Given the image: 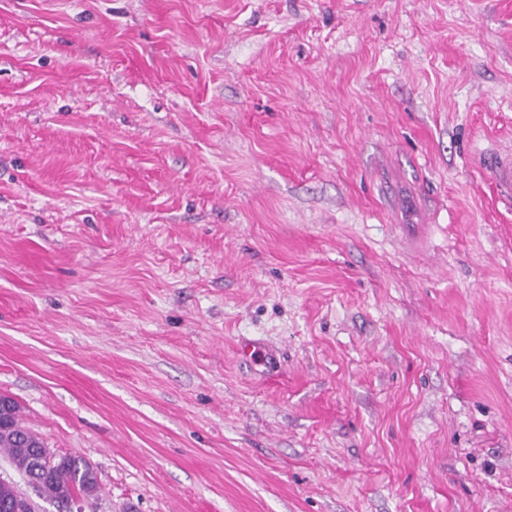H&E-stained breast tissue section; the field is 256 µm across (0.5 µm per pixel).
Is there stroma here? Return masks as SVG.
Listing matches in <instances>:
<instances>
[{"instance_id": "35a3bbf8", "label": "stroma", "mask_w": 512, "mask_h": 512, "mask_svg": "<svg viewBox=\"0 0 512 512\" xmlns=\"http://www.w3.org/2000/svg\"><path fill=\"white\" fill-rule=\"evenodd\" d=\"M508 150L512 0H0V394L82 512H512ZM483 162L492 171L501 191L512 197V154L493 152Z\"/></svg>"}]
</instances>
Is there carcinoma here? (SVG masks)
Instances as JSON below:
<instances>
[{
    "mask_svg": "<svg viewBox=\"0 0 512 512\" xmlns=\"http://www.w3.org/2000/svg\"><path fill=\"white\" fill-rule=\"evenodd\" d=\"M0 453L37 494L59 504L67 505L77 495L89 498L97 492V474L91 464L78 455L51 453L37 435L22 425L12 399L0 408ZM21 496L13 482L1 481L0 512H16Z\"/></svg>",
    "mask_w": 512,
    "mask_h": 512,
    "instance_id": "obj_1",
    "label": "carcinoma"
}]
</instances>
